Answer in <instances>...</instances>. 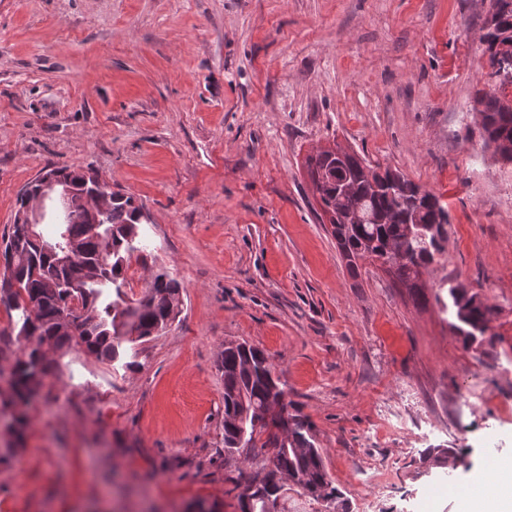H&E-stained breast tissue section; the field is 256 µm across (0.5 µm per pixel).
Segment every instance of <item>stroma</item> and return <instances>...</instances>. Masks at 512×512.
I'll return each mask as SVG.
<instances>
[{
    "label": "stroma",
    "instance_id": "obj_1",
    "mask_svg": "<svg viewBox=\"0 0 512 512\" xmlns=\"http://www.w3.org/2000/svg\"><path fill=\"white\" fill-rule=\"evenodd\" d=\"M490 0H0V235L45 170L92 171L142 203L171 327L101 362L51 351L13 421L0 512H240L254 468L224 449L225 344L264 350L350 512H463L512 463V166L485 147ZM339 145L441 195L448 240L418 288L349 271L306 158ZM462 286L498 307L465 345ZM0 304V397L23 347ZM481 374L467 380L466 370ZM428 448L445 467L424 464Z\"/></svg>",
    "mask_w": 512,
    "mask_h": 512
}]
</instances>
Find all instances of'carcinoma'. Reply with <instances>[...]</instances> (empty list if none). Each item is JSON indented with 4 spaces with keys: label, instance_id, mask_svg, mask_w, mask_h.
Listing matches in <instances>:
<instances>
[{
    "label": "carcinoma",
    "instance_id": "obj_1",
    "mask_svg": "<svg viewBox=\"0 0 512 512\" xmlns=\"http://www.w3.org/2000/svg\"><path fill=\"white\" fill-rule=\"evenodd\" d=\"M497 23L484 35V53L493 62L498 48L512 44V0H490ZM512 93V63L500 67L494 89L477 96L481 109L484 144L512 143V109L502 97ZM308 174L320 205L334 215L332 235L350 271L369 255L378 258L397 252L401 259L389 265L400 282L417 287L419 269L435 260L448 239V210L435 192L407 179L420 197L394 190L377 171L354 154L341 165L329 152L307 158ZM52 172L70 182V219L63 223L52 211L38 228L40 243L31 240L27 225L14 222L0 243V255L11 270L12 288L3 301L9 311H19L16 339L25 341L16 359L9 399L0 403L18 405L28 401L51 373L52 362L42 346H80L99 361H114L124 342L144 340L165 330L180 315L182 285L165 272L154 276L149 292L136 301L122 290L125 264L140 250L139 224L142 207L131 197L112 194L106 209L98 214L97 232L84 221L81 173L67 167ZM349 186L337 191L336 181ZM74 250L67 261L59 253L67 244ZM459 332L464 340L485 336L496 312L479 294L465 288L449 289ZM224 371V448H273V468L257 462L262 479L252 478L239 494L240 512H266V501L278 500L287 491L280 480L296 492L323 503L330 512L345 507L342 493L333 486L309 424L289 416L288 434L265 421V414L283 394L280 380L265 354L252 346L227 347L221 357Z\"/></svg>",
    "mask_w": 512,
    "mask_h": 512
}]
</instances>
